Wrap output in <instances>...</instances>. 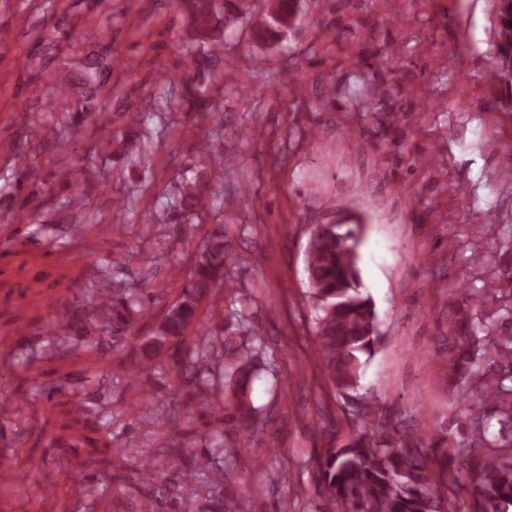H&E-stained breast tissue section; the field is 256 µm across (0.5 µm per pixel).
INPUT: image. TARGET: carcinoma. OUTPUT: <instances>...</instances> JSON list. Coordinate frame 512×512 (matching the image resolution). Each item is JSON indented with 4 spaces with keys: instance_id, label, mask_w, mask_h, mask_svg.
<instances>
[{
    "instance_id": "carcinoma-1",
    "label": "carcinoma",
    "mask_w": 512,
    "mask_h": 512,
    "mask_svg": "<svg viewBox=\"0 0 512 512\" xmlns=\"http://www.w3.org/2000/svg\"><path fill=\"white\" fill-rule=\"evenodd\" d=\"M171 5L187 24L196 48L209 56L226 26L228 0H171ZM491 10L495 46L485 71L494 75L491 83L508 90L498 100V111L512 112V0H491ZM304 15L303 0H263L260 9L245 11L241 18L256 39L281 44L288 35L287 20ZM206 185L201 173L183 176L176 207L204 214ZM170 210L169 202H160V215L168 218L173 235L188 237L194 225L181 213L168 216ZM359 244L358 225L321 224L306 250L307 305L314 313L316 343L327 377L348 397L358 390L364 368L384 344L375 304L363 292ZM232 255V240L222 229L201 240L191 256L189 279L170 303L163 302L161 292L144 295L126 287L122 268L102 258L93 287L62 319L51 320V332L17 340L19 352L36 357L48 351L62 359L82 351L108 362L98 374L36 380L20 392L27 401H53L64 390L78 397L93 384L100 388L124 377L135 379L144 370L178 379L183 398L163 405L174 432L163 447L178 465L161 483L152 464L136 462L133 481L149 498L180 504L184 488L206 471L211 478L198 512H240L238 500L224 496L229 475L221 473L216 459L266 418L250 398L253 380L267 368L256 351L257 337L244 319L234 326L224 317V295L238 292L229 277ZM499 292L494 282L476 294L461 291L460 308L481 307ZM470 329L463 318L449 337L458 365L469 366L490 346L494 365L506 355L512 358V338H480ZM132 339L137 349L133 362L109 356ZM483 376L490 380L483 396L492 403L500 430L512 429V387L503 386L504 376L494 367ZM196 406L216 416L200 437L193 430ZM79 411L95 416L102 433L112 436L110 421L95 401L82 400ZM365 420L367 408L360 403L350 418L347 443L325 448L316 458L317 481L328 495L329 512H508L512 507V438L502 433L489 437L487 414L473 419L476 435L461 448L448 447L443 433L426 427L409 432L382 425L375 431L367 429ZM466 489L471 493L467 501L459 497Z\"/></svg>"
}]
</instances>
